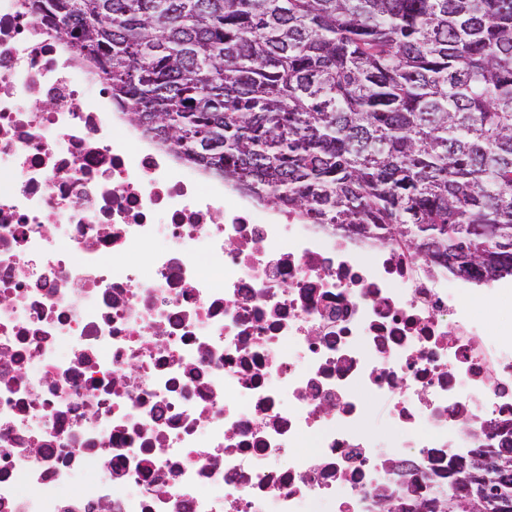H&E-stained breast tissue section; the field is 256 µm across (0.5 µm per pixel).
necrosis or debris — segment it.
<instances>
[{
    "label": "necrosis or debris",
    "instance_id": "1",
    "mask_svg": "<svg viewBox=\"0 0 512 512\" xmlns=\"http://www.w3.org/2000/svg\"><path fill=\"white\" fill-rule=\"evenodd\" d=\"M510 326L180 161L0 0V512H443L512 423Z\"/></svg>",
    "mask_w": 512,
    "mask_h": 512
}]
</instances>
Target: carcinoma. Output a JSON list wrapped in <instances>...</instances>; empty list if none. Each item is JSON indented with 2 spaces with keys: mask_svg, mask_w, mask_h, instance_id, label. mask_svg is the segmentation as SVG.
I'll use <instances>...</instances> for the list:
<instances>
[{
  "mask_svg": "<svg viewBox=\"0 0 512 512\" xmlns=\"http://www.w3.org/2000/svg\"><path fill=\"white\" fill-rule=\"evenodd\" d=\"M175 156L262 203L512 278V0H28ZM446 512H512V425Z\"/></svg>",
  "mask_w": 512,
  "mask_h": 512,
  "instance_id": "carcinoma-1",
  "label": "carcinoma"
}]
</instances>
